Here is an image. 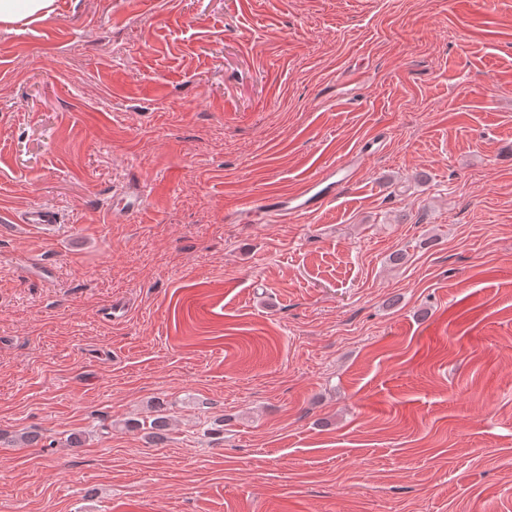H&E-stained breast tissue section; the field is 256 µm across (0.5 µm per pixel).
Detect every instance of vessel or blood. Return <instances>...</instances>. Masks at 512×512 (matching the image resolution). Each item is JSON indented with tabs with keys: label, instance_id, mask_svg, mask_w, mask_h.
<instances>
[{
	"label": "vessel or blood",
	"instance_id": "b4317fda",
	"mask_svg": "<svg viewBox=\"0 0 512 512\" xmlns=\"http://www.w3.org/2000/svg\"><path fill=\"white\" fill-rule=\"evenodd\" d=\"M372 149V142L363 143L357 153L333 161L310 178L297 193L269 195L255 200V211L270 222H280L291 216H310L319 213L355 182L360 157L370 154ZM17 221L50 231L61 223L62 218L54 209L36 206L19 214Z\"/></svg>",
	"mask_w": 512,
	"mask_h": 512
}]
</instances>
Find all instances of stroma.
Masks as SVG:
<instances>
[{
    "mask_svg": "<svg viewBox=\"0 0 512 512\" xmlns=\"http://www.w3.org/2000/svg\"><path fill=\"white\" fill-rule=\"evenodd\" d=\"M36 205L0 512H512V0H60L0 28V211ZM374 144L367 141L355 154L333 161L310 178L297 193L268 195L255 200V212L269 222L288 220V216L318 214L356 181L359 159L371 154ZM14 224H26L28 227L39 226L45 230H53L57 224H62L63 219L60 214L48 207L36 206L25 210L17 216Z\"/></svg>",
    "mask_w": 512,
    "mask_h": 512,
    "instance_id": "35a3bbf8",
    "label": "stroma"
}]
</instances>
